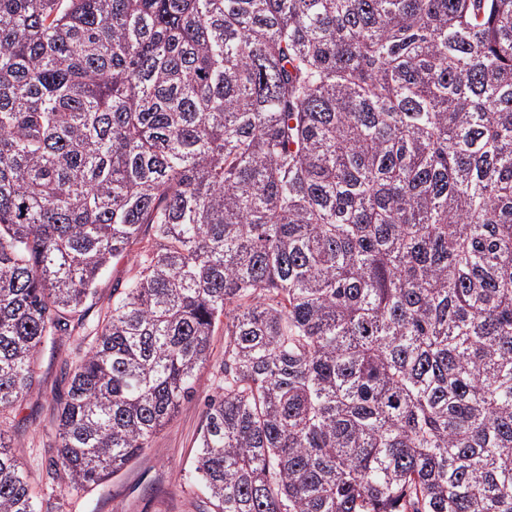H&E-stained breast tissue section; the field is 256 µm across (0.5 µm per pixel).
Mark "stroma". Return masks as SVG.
<instances>
[{
	"label": "stroma",
	"mask_w": 512,
	"mask_h": 512,
	"mask_svg": "<svg viewBox=\"0 0 512 512\" xmlns=\"http://www.w3.org/2000/svg\"><path fill=\"white\" fill-rule=\"evenodd\" d=\"M139 251V244H132L126 257L111 263L97 286L94 309L111 304L114 289L124 288ZM211 348L213 356L201 369L193 396L155 435L150 449L116 476L80 492L49 487L42 481L55 442L53 399L68 388L63 369L73 358V346L63 339L44 349L37 363V384L12 431L21 460L35 480L39 512H202L203 489L188 474L197 452L204 401L213 393L215 376L224 361L223 331L212 336Z\"/></svg>",
	"instance_id": "1"
}]
</instances>
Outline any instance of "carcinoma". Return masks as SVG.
Returning <instances> with one entry per match:
<instances>
[{"mask_svg": "<svg viewBox=\"0 0 512 512\" xmlns=\"http://www.w3.org/2000/svg\"><path fill=\"white\" fill-rule=\"evenodd\" d=\"M221 325L209 512H512V0H0V512L41 350L80 491ZM141 246L142 243L132 244L126 257L111 262L108 272L98 283L93 306L90 309L91 317L96 315L99 309L105 308L108 304L112 305L113 288H119V291L124 288L132 275L134 260Z\"/></svg>", "mask_w": 512, "mask_h": 512, "instance_id": "1", "label": "carcinoma"}]
</instances>
